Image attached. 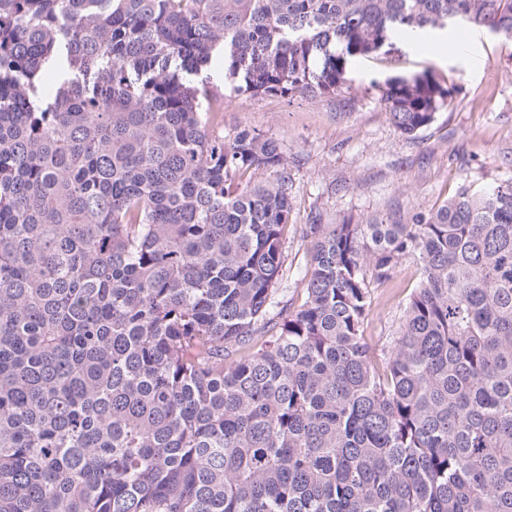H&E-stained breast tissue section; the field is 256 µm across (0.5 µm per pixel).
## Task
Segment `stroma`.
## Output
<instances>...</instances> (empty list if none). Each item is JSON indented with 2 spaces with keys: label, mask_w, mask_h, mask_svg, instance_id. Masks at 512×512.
<instances>
[{
  "label": "stroma",
  "mask_w": 512,
  "mask_h": 512,
  "mask_svg": "<svg viewBox=\"0 0 512 512\" xmlns=\"http://www.w3.org/2000/svg\"><path fill=\"white\" fill-rule=\"evenodd\" d=\"M431 72L455 85L451 106L416 135L401 134L379 102L390 76ZM224 100L220 130H256L279 140L288 157L293 210L285 232L280 283L282 312L302 302L312 214L323 223L398 216L410 219L438 207L464 185L486 187L512 179V38L467 27L427 41L397 43L387 55L355 62L348 87L331 97L259 96L234 91L221 58L201 73ZM418 282L412 262L372 290L364 335L373 348L393 336L400 306Z\"/></svg>",
  "instance_id": "obj_1"
}]
</instances>
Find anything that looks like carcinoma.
I'll return each mask as SVG.
<instances>
[{"label": "carcinoma", "mask_w": 512, "mask_h": 512, "mask_svg": "<svg viewBox=\"0 0 512 512\" xmlns=\"http://www.w3.org/2000/svg\"><path fill=\"white\" fill-rule=\"evenodd\" d=\"M459 25L512 37V0H0V512H512V182L314 216L276 322L288 159L184 78L220 53L239 92L332 96ZM453 94L380 87L407 136ZM418 270L412 262L401 263L390 282L373 286L372 311L364 327V336L373 348L381 349L397 327L400 306L418 282Z\"/></svg>", "instance_id": "1"}]
</instances>
